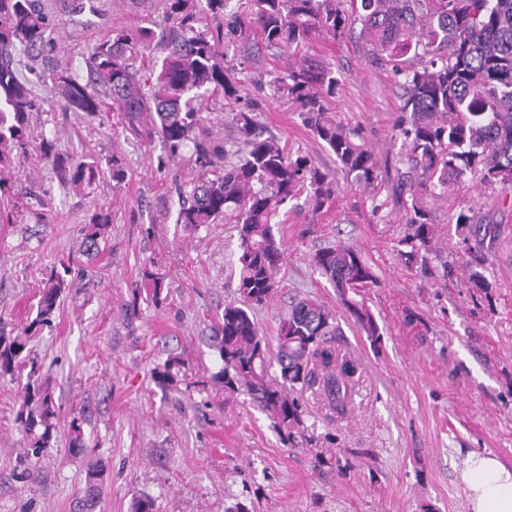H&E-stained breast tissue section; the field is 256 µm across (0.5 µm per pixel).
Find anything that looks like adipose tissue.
<instances>
[{
    "label": "adipose tissue",
    "instance_id": "obj_1",
    "mask_svg": "<svg viewBox=\"0 0 512 512\" xmlns=\"http://www.w3.org/2000/svg\"><path fill=\"white\" fill-rule=\"evenodd\" d=\"M469 512H512V467L485 451L471 453L459 472Z\"/></svg>",
    "mask_w": 512,
    "mask_h": 512
}]
</instances>
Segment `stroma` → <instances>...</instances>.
<instances>
[{
  "label": "stroma",
  "instance_id": "stroma-1",
  "mask_svg": "<svg viewBox=\"0 0 512 512\" xmlns=\"http://www.w3.org/2000/svg\"><path fill=\"white\" fill-rule=\"evenodd\" d=\"M42 2L55 46L33 63L16 55L19 71L36 72L31 87L40 110L30 124L74 160L117 159L125 177L118 183L106 174L89 192L69 193L33 152L0 203L15 212L13 223L0 224V320L17 329L34 318L47 269L76 253L89 216L112 213L102 253L73 264L78 291L34 343L61 407L56 441L34 463L36 480L16 476L27 447L13 422L22 383L0 378V512H73L96 460L105 465L96 512H133L145 497L154 512H233L239 504L248 512H467L458 478L467 455L488 451L512 466V187H484L470 173L438 198L420 186L396 135L403 91L388 67L369 60L355 29L305 49L340 80L332 115L376 156L375 182L353 185L297 107L272 94L268 82L287 52L266 47L255 30L227 40L224 65L239 95L200 103L206 126L224 139L227 161L242 150L231 115L250 110L286 151L334 172L338 187L320 210L302 195L281 209L287 259L273 300L254 311L272 342L294 302L324 305L341 329L337 354L358 364L347 414L332 413L316 389L302 392L305 439L291 447L268 413L213 380L221 361L210 326L236 298L238 233L225 221L195 230L175 224L179 192L196 175L191 150L179 165L164 162L161 144L128 139L117 113L87 122L41 77L59 63L85 76L95 44L161 21L163 0H95L92 13L71 11V0ZM415 205L428 211L434 237L426 262L409 265L398 242L411 231ZM462 213L497 227L484 251L489 286L482 291L470 282ZM339 243L375 271L364 298L382 333L379 347L311 263L317 250ZM146 262L165 277L157 305L139 293ZM171 355L182 360L184 378L164 390L151 371ZM75 416L84 419L81 455L69 447Z\"/></svg>",
  "mask_w": 512,
  "mask_h": 512
}]
</instances>
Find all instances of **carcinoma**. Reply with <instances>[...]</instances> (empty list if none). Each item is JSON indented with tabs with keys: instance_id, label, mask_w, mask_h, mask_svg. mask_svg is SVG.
<instances>
[{
	"instance_id": "carcinoma-1",
	"label": "carcinoma",
	"mask_w": 512,
	"mask_h": 512,
	"mask_svg": "<svg viewBox=\"0 0 512 512\" xmlns=\"http://www.w3.org/2000/svg\"><path fill=\"white\" fill-rule=\"evenodd\" d=\"M164 4L162 60L143 64L155 31L141 26L115 31L93 47L87 58L88 80L61 64L49 78L67 109L91 122L107 106L116 108L132 139L160 142L171 162H178L186 147L193 148L197 177L175 223L197 229L229 217L238 231V299L224 305L211 327L210 338L222 362L214 378L224 389L245 393L270 412L277 429L295 447L303 426L296 394L316 385L331 409L343 415L351 406L355 365L338 360L330 345L338 326L326 307L294 303L280 323L274 349L253 310L275 294V275L286 259V243L275 231L280 207L305 190L310 205L322 208L336 194L335 178L310 157L292 156L273 136L264 135L250 112L233 117L244 153L236 162L225 163L224 139L203 125L194 98L207 92L226 99L237 96L236 82L224 68L229 36L254 28L267 45L294 55L313 34L336 40L347 26L358 23L369 58L388 66L405 90L401 132L411 161L421 170L422 184L432 193L445 190L450 181L470 171L480 174L486 185H511L512 0H246L245 10L224 34L195 27L199 16L224 12V0ZM51 28L41 0H0V197L10 193L8 174L33 146L67 190L90 188L103 174L99 161L75 162L55 152L52 140L31 132L29 118L37 102L29 80L12 59L19 44L32 57L42 55L51 46ZM337 84L332 67L303 57L270 81L274 95L297 106L312 134L335 155L338 168L354 183L368 186L378 171L372 150L328 112L327 101ZM412 212L411 233L398 242L399 253L410 262H424L432 229L423 209L414 204ZM457 223L467 225L479 248L495 238L492 224H472L465 215ZM110 224V213L94 212L78 254H99ZM313 265L336 288L370 343L379 346V326L357 299L360 289L375 280L372 267L345 244L318 250ZM70 273L69 265L46 273L36 315L28 325L8 331L0 321V378L26 376L14 422L33 456L52 447L59 406L33 355L32 341L53 327L72 288ZM139 276L146 299L163 301L164 278L146 263ZM180 372L181 363L170 356L151 376L165 389ZM69 430L71 448L79 454L85 448L79 418L71 419ZM102 475L101 466L87 467L76 512H95L103 494Z\"/></svg>"
}]
</instances>
